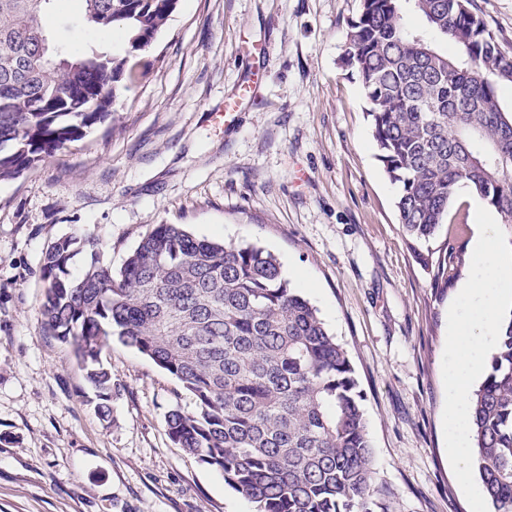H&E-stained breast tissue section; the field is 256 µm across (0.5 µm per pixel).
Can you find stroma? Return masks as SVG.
Wrapping results in <instances>:
<instances>
[{"mask_svg": "<svg viewBox=\"0 0 512 512\" xmlns=\"http://www.w3.org/2000/svg\"><path fill=\"white\" fill-rule=\"evenodd\" d=\"M360 0H179L141 76L106 122L37 169L0 182V512H253L218 472L176 447L181 384L119 340L104 349L112 420L71 349L41 322L45 251L76 247L71 276L119 269L158 224L253 243L317 309L364 395L377 485L389 512H470L449 464L442 415L448 308L403 237L398 188L378 159L368 104L342 63ZM512 57V0H471ZM59 0L44 23L70 51L119 32ZM273 47L259 63L257 45ZM255 100L210 120L239 86Z\"/></svg>", "mask_w": 512, "mask_h": 512, "instance_id": "stroma-1", "label": "stroma"}]
</instances>
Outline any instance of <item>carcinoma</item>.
Instances as JSON below:
<instances>
[{
	"label": "carcinoma",
	"mask_w": 512,
	"mask_h": 512,
	"mask_svg": "<svg viewBox=\"0 0 512 512\" xmlns=\"http://www.w3.org/2000/svg\"><path fill=\"white\" fill-rule=\"evenodd\" d=\"M54 2L0 0V181L105 122L178 4L83 0L88 27L120 30L126 42L73 54L42 23ZM344 53L370 105L379 161L398 185L410 248L448 223L461 187L512 230V109L499 97L512 87V57L470 0H360ZM74 244L61 237L43 256L42 323L85 370L102 421L111 420L115 382L101 353L115 336L193 397L194 412H168L170 439L255 512H388L354 368L273 253L157 224L118 272L94 262L74 280ZM465 265L462 246L446 245L435 281L448 287ZM471 403L486 496L495 512H512V315Z\"/></svg>",
	"instance_id": "1"
}]
</instances>
